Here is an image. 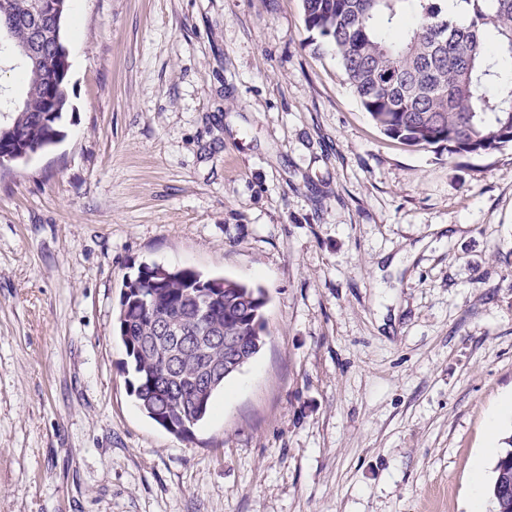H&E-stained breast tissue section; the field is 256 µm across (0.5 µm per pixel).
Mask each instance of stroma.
Wrapping results in <instances>:
<instances>
[{"label":"stroma","instance_id":"35a3bbf8","mask_svg":"<svg viewBox=\"0 0 512 512\" xmlns=\"http://www.w3.org/2000/svg\"><path fill=\"white\" fill-rule=\"evenodd\" d=\"M60 140L0 173V512H469L512 395V145L385 136L303 0H70ZM265 290L192 438L115 332L139 264Z\"/></svg>","mask_w":512,"mask_h":512}]
</instances>
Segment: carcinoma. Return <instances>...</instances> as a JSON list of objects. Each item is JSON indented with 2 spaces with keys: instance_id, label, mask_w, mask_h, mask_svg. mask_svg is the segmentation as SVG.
Instances as JSON below:
<instances>
[{
  "instance_id": "1",
  "label": "carcinoma",
  "mask_w": 512,
  "mask_h": 512,
  "mask_svg": "<svg viewBox=\"0 0 512 512\" xmlns=\"http://www.w3.org/2000/svg\"><path fill=\"white\" fill-rule=\"evenodd\" d=\"M33 0H0V65L25 87L21 97L0 90V156L56 144L68 108V79L56 80L53 50L64 43L65 19L36 17ZM462 27L437 0H303L306 27L328 40L350 86L373 122L410 146L445 145L455 155H480L512 144V0H465ZM495 36L493 44L485 35ZM175 329L203 320L252 349L264 336L266 294L191 268L143 264L129 275L120 297L116 334L124 370L140 409L169 433L189 439L206 417L214 391L198 384L202 371L224 367V342L185 350L175 378L167 373L170 341H158L145 310ZM493 512H512V448L494 467Z\"/></svg>"
}]
</instances>
